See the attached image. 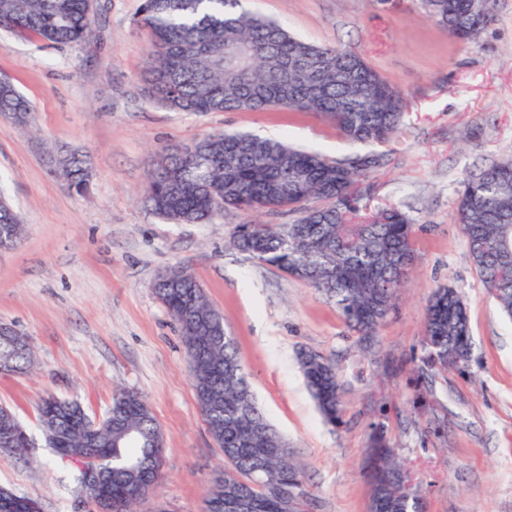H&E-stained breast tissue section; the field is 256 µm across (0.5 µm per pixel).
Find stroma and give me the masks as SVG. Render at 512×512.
Wrapping results in <instances>:
<instances>
[{
	"label": "stroma",
	"instance_id": "1",
	"mask_svg": "<svg viewBox=\"0 0 512 512\" xmlns=\"http://www.w3.org/2000/svg\"><path fill=\"white\" fill-rule=\"evenodd\" d=\"M141 0H95L84 41L53 46L0 31V74L30 100L29 125L0 116V190L24 226L0 250V325L27 339L30 371L0 373V404L32 438L0 455V485L41 512H96L42 437L37 404L51 394L105 417L116 391L143 395L166 451L163 478L135 512H205L224 454L198 406L187 349L151 285L171 267L201 283L235 336L254 395L304 467L303 512H368L373 427L423 496L427 512H512V319L488 296L456 222L462 180L512 159V0H496L476 43L435 25L420 0H242L322 46L355 49L404 98L390 143L345 138L313 112H175L143 82L149 30ZM218 132H244L382 164L359 186L362 214L395 206L413 223L416 262L407 288L369 337L324 295L238 252V224L296 220L293 212L225 211L210 224H167L144 204L148 172L165 150ZM88 156L78 196L57 158ZM441 285L467 304L466 367L427 377L425 306ZM321 355L343 390L342 422L326 425L306 386L302 352Z\"/></svg>",
	"mask_w": 512,
	"mask_h": 512
}]
</instances>
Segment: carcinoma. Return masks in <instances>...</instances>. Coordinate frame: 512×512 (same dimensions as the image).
I'll return each instance as SVG.
<instances>
[{
    "label": "carcinoma",
    "mask_w": 512,
    "mask_h": 512,
    "mask_svg": "<svg viewBox=\"0 0 512 512\" xmlns=\"http://www.w3.org/2000/svg\"><path fill=\"white\" fill-rule=\"evenodd\" d=\"M428 17L456 38L475 40L464 0H420ZM91 0H0V29L67 46L85 40L92 27ZM138 23L151 33L146 83L151 98L179 112H246L279 108L316 112L348 139L384 143L400 131L403 97L359 55L346 47H321L291 34L278 22L252 14L241 0H143ZM294 68L283 76L271 60ZM354 71L359 82L337 78ZM30 104L7 76L0 77V116L26 125ZM187 157L170 148L148 175L145 203L173 224H210L227 208L297 211L291 224H240L232 245L317 289L336 303L349 326L362 336L387 318L415 263L413 225L390 207L359 219L356 191L375 168V154L329 158L275 139L217 133L193 144ZM69 190L86 191L90 173L74 156L58 161ZM512 170V160L493 163L466 178L456 217L469 260L501 311L512 318V175L489 180V170ZM0 246L10 247L23 227L0 192ZM173 280L153 291L179 323L190 357L198 406L224 453V472L209 484L205 503H224L227 512H301L303 470L288 443L258 406L224 318L195 276L172 268ZM424 364L434 373L465 364L472 350L467 309L461 294L440 286L426 307ZM31 349L0 350L1 373H23ZM300 367L326 422L336 424L343 407L336 370L308 352ZM111 421L90 439L82 406L44 398L39 421L46 444L74 458L87 457L105 470L112 503L132 512L131 488L157 481L164 434L148 402L133 391L114 395ZM13 411L0 406V451L23 454L28 436L12 439ZM373 494L370 512H424L405 471L382 433L373 437L369 461ZM77 482L99 512H110L77 471Z\"/></svg>",
    "instance_id": "cac0c4a2"
}]
</instances>
